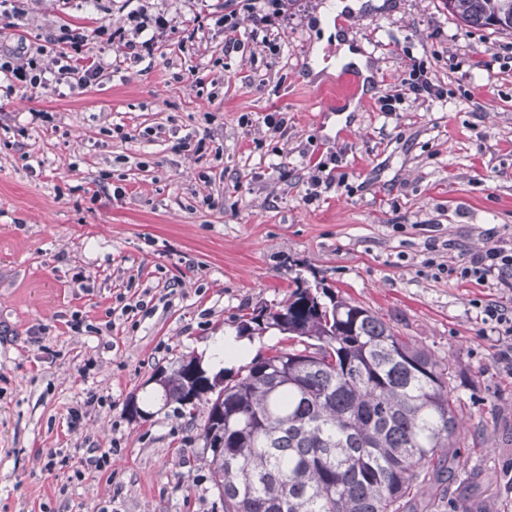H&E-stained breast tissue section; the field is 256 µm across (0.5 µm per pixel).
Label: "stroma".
<instances>
[{
	"label": "stroma",
	"instance_id": "35a3bbf8",
	"mask_svg": "<svg viewBox=\"0 0 512 512\" xmlns=\"http://www.w3.org/2000/svg\"><path fill=\"white\" fill-rule=\"evenodd\" d=\"M144 6L203 26L140 60L93 40L108 67L84 89L0 88V512H222L198 431L155 376L190 356L211 368L209 340L298 278L449 360L459 443L439 512H512V374L495 361L512 338L482 320L512 309V288L435 272L512 243V35L442 0H290L267 32L240 13L228 52L224 0H28L0 44L124 28ZM418 65L443 97L410 94ZM348 68L363 99L325 111ZM187 135L204 157L176 151ZM319 164L334 181L310 201ZM102 179L122 196L90 201ZM75 313L95 332L70 331ZM91 448L103 471L82 470ZM55 450L69 463L50 470Z\"/></svg>",
	"mask_w": 512,
	"mask_h": 512
}]
</instances>
